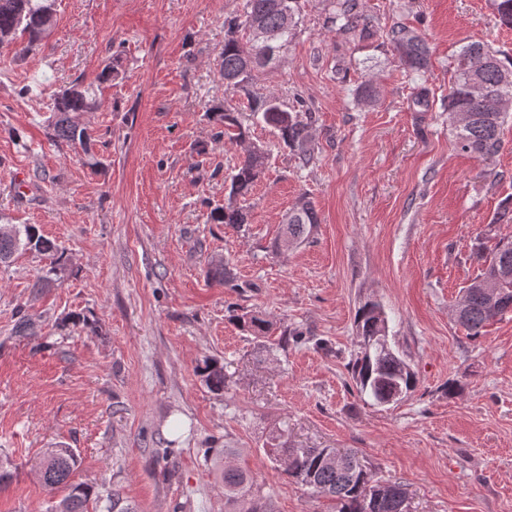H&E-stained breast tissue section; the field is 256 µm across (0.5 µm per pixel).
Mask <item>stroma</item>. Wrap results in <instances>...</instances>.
Masks as SVG:
<instances>
[{"label": "stroma", "mask_w": 512, "mask_h": 512, "mask_svg": "<svg viewBox=\"0 0 512 512\" xmlns=\"http://www.w3.org/2000/svg\"><path fill=\"white\" fill-rule=\"evenodd\" d=\"M242 3L57 0L35 53L0 51V224L36 225L64 253L43 290V256L0 268V457L16 469L0 512H46L54 495L33 465L55 443L79 452L78 480L121 490L137 512H224L204 450L226 443L273 512H333L266 456L278 433L291 448L361 450L376 481L405 485L410 512H512V312L477 337L452 315L486 248L512 239L496 221L512 201V120L482 160L454 149L445 110L455 54L480 42L512 59V29L488 0H362L375 35L348 39L325 25L330 0H302L296 37L254 90L311 109L305 165L224 87V20ZM395 22L430 48L420 77L385 39ZM113 60L118 76L100 83ZM367 81L372 102L355 96ZM75 82L101 103L82 117L106 161L96 171L46 135L54 94ZM222 102L248 141L207 118ZM255 141L270 157L248 224L211 223ZM302 195L319 222L277 250ZM219 262L234 284L209 277ZM370 299L417 378L384 407L365 404L348 371ZM245 313L270 335L242 331ZM286 329L301 338L282 341ZM210 359L227 366L223 393L197 372Z\"/></svg>", "instance_id": "obj_1"}]
</instances>
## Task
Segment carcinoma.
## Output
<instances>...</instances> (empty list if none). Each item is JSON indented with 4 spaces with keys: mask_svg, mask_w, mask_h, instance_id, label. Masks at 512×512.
Returning a JSON list of instances; mask_svg holds the SVG:
<instances>
[{
    "mask_svg": "<svg viewBox=\"0 0 512 512\" xmlns=\"http://www.w3.org/2000/svg\"><path fill=\"white\" fill-rule=\"evenodd\" d=\"M300 16V0H244L243 13L224 19V52L220 75L227 89L248 98L253 122L262 124L276 134L280 142L295 150L300 159L307 158L306 145L313 120L304 110L288 109L273 94L255 95L251 92L257 74L268 67L274 58L268 49L281 50L295 35V29L285 28L282 2ZM500 24L512 27V0H491ZM55 16L47 10V0H0V37L8 38L10 46L19 55L26 56L36 49L50 34ZM260 22L264 42L256 43L248 35L251 24ZM332 31L358 38H369L373 32L368 26L360 0H339L326 17ZM387 40L407 72L421 74L428 70L430 49L426 42L411 28L394 25L387 32ZM488 55L494 62L480 73L470 72V61L475 55ZM512 98V60L504 62L497 54L480 43L463 46L454 57L448 88V114L458 109L468 110L470 120L451 128L454 149L480 158L492 157L501 147L500 132L512 113L501 102L502 97ZM100 102L91 89L75 82L54 95L53 116L49 122V138L59 146L81 148L85 164L93 169L101 161L92 151L93 138L79 117L99 108ZM208 116L224 126V133L234 131V139L248 137L238 118L237 111L224 103L213 105ZM265 146L255 144L244 161L232 175L224 206L214 209L210 218L215 224L240 226L248 223V212L241 200L251 192L255 181L264 171L268 160ZM284 234L293 243L308 238L315 224L319 223L312 203L301 197L287 213ZM19 250L35 251L49 260L43 277L34 284L36 288H51L57 282L58 271L63 265L64 252L42 235L33 224H11L5 234L0 233V265L11 262ZM512 273V242L498 241L486 256L482 272L462 290L465 300L463 313L456 318L470 335L477 336L490 320L512 312V277L499 281V296L491 300L484 294L486 282L496 273ZM238 323L242 330L253 336H266L270 323L256 315H241ZM358 336L367 339L383 336L388 330V318L380 304L367 302L355 315ZM349 370L360 398L372 406H385L402 399L416 386L413 372L392 347L374 348L369 356L357 352L349 362ZM206 385L215 392L224 390L226 373L224 365L216 360L207 361L199 368ZM338 452L330 448H288L282 443L265 449L273 462L284 464V473L312 492L336 502V512H408L407 495L403 487L394 484L379 490L373 484L372 474L362 453L354 448L341 451L342 461L337 466L327 463L326 454ZM206 456L218 482L224 486V512H273L254 491L251 472L236 464L237 449L229 444L222 448L206 449ZM80 466L77 451L64 444H57L40 466V479L45 486L63 492L61 499L51 505L48 512H89L90 501L103 502L106 512H135L120 491L106 494L93 486L72 479Z\"/></svg>",
    "mask_w": 512,
    "mask_h": 512,
    "instance_id": "cac0c4a2",
    "label": "carcinoma"
}]
</instances>
